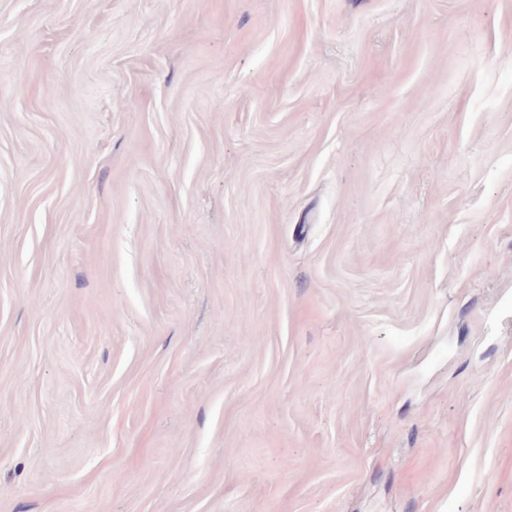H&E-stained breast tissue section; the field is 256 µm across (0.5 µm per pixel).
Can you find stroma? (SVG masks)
I'll return each mask as SVG.
<instances>
[{"label":"stroma","instance_id":"obj_1","mask_svg":"<svg viewBox=\"0 0 512 512\" xmlns=\"http://www.w3.org/2000/svg\"><path fill=\"white\" fill-rule=\"evenodd\" d=\"M0 512H512V0H0Z\"/></svg>","mask_w":512,"mask_h":512}]
</instances>
